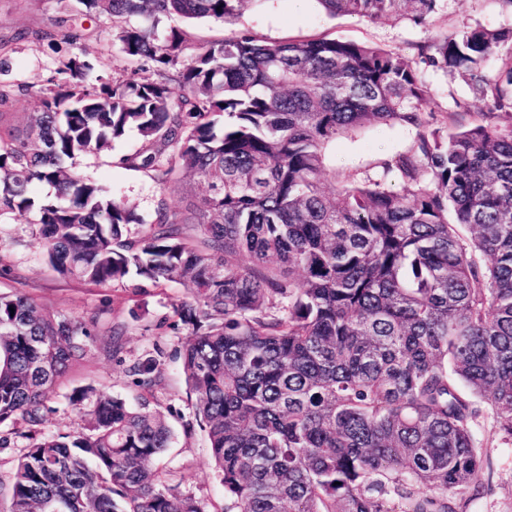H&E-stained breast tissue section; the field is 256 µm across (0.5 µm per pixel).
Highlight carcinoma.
I'll use <instances>...</instances> for the list:
<instances>
[{"label": "carcinoma", "mask_w": 512, "mask_h": 512, "mask_svg": "<svg viewBox=\"0 0 512 512\" xmlns=\"http://www.w3.org/2000/svg\"><path fill=\"white\" fill-rule=\"evenodd\" d=\"M79 2L112 17L132 68L90 86L93 65L64 57L23 124L0 122V217L35 225L63 277L186 285L181 370L224 512H460L457 495L478 496L490 466L477 419L490 412L512 438V126L420 132L380 178L331 191L337 137L424 126L415 62L326 36H156L163 20L224 23L255 0ZM317 2L332 17L423 24L444 0ZM12 53L0 44V110L24 91L6 79ZM418 56L466 78L488 110H512V29L450 31ZM128 129L143 145L117 164L164 192L188 176L206 185L183 213L160 197L136 237L135 208L64 164ZM39 184L49 191L33 194ZM93 327L0 292V425L21 421L31 439L10 512H210L155 466L173 431L146 399L76 386L77 426L41 431ZM127 372L150 390L159 360Z\"/></svg>", "instance_id": "1"}]
</instances>
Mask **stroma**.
<instances>
[{
  "label": "stroma",
  "mask_w": 512,
  "mask_h": 512,
  "mask_svg": "<svg viewBox=\"0 0 512 512\" xmlns=\"http://www.w3.org/2000/svg\"><path fill=\"white\" fill-rule=\"evenodd\" d=\"M60 11L55 0H0V43L13 45L12 80L27 85L28 92L17 97L11 107L14 115L30 108L33 94L41 88L56 66L59 55L74 53V46L61 44L59 51L30 42H16L19 30H38L53 25ZM481 25L512 27V15L501 10L497 0H446L443 10L429 23L416 25L393 18L371 22L346 16L332 17L316 0H263L248 8L238 19L219 24L196 21L192 32L199 42L250 30L269 40L305 39L320 35L368 42L399 51L417 59L419 45L434 41L442 32ZM94 36L88 41L86 57L97 73L119 78L128 64L113 43L111 20L99 18L89 23ZM420 75L429 91L424 114L428 129H464L475 124L505 127L512 116L505 113L482 114L479 109H460V102H471L473 93L465 81L428 66ZM417 138L410 125L371 126L337 138L327 149V172L337 180L359 182L379 178L384 162L407 153ZM136 132L115 141L111 150L89 154L76 161L77 169L104 185L113 196L135 204L142 223L132 225L135 233L146 232L159 196H167L173 210H184L191 197L201 195L196 181L185 179L168 191H161L145 173L115 164L117 156L139 148ZM0 250L6 258L0 263V291L19 289L38 303L69 318L95 324V338L87 355L71 371L67 381L56 389L41 426L43 432L71 430L75 412L68 401L73 387L99 383L115 394L136 402L140 395L127 369L148 356H158L161 379L152 390L151 404L158 409H175L170 420L173 443L163 462L168 485L195 496L208 505H223L224 487L213 468L202 430L185 434L183 425L194 417L193 404L180 371V354L188 340L187 331L175 324L174 309L188 298L183 284L143 283L141 289L96 286L59 275L49 264L46 250L30 224L0 218ZM122 327L120 340H113L114 327ZM477 438L493 461V472L480 500L463 507L462 512H512V439L505 438L492 419L481 420Z\"/></svg>",
  "instance_id": "35a3bbf8"
}]
</instances>
